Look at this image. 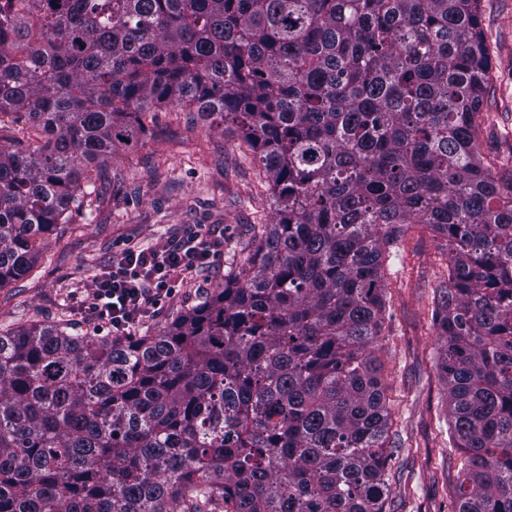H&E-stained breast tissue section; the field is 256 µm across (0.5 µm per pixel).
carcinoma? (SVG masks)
Segmentation results:
<instances>
[{
    "instance_id": "obj_1",
    "label": "carcinoma",
    "mask_w": 512,
    "mask_h": 512,
    "mask_svg": "<svg viewBox=\"0 0 512 512\" xmlns=\"http://www.w3.org/2000/svg\"><path fill=\"white\" fill-rule=\"evenodd\" d=\"M481 0H0V287L162 104L231 124L275 219L153 336L0 333V512H387L375 356L407 224L448 241L435 320L457 512H512V180L478 149Z\"/></svg>"
}]
</instances>
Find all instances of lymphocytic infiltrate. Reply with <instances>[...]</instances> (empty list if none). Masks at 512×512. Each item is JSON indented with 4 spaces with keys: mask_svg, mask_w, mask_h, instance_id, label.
<instances>
[{
    "mask_svg": "<svg viewBox=\"0 0 512 512\" xmlns=\"http://www.w3.org/2000/svg\"><path fill=\"white\" fill-rule=\"evenodd\" d=\"M224 257V238L192 231L144 246H128L107 268L92 272L74 315L116 336H134L147 318L159 315L184 281L215 271Z\"/></svg>",
    "mask_w": 512,
    "mask_h": 512,
    "instance_id": "f902f5d3",
    "label": "lymphocytic infiltrate"
}]
</instances>
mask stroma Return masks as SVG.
Masks as SVG:
<instances>
[{"label": "stroma", "instance_id": "obj_1", "mask_svg": "<svg viewBox=\"0 0 512 512\" xmlns=\"http://www.w3.org/2000/svg\"><path fill=\"white\" fill-rule=\"evenodd\" d=\"M490 81L481 106L479 151L494 175L512 177V0H481ZM153 131L118 148L110 184L97 189L70 223L54 225L41 257L22 279L0 288V328L31 323L95 335L73 316L72 292L108 265L121 242L149 245L195 225L224 234V269L247 261L258 225L273 220L272 200L246 148L223 126L184 110L155 112ZM387 310L378 356L391 420L387 512H450L464 458L448 441L446 386L434 324L448 275L442 238L410 224L385 266Z\"/></svg>", "mask_w": 512, "mask_h": 512}]
</instances>
